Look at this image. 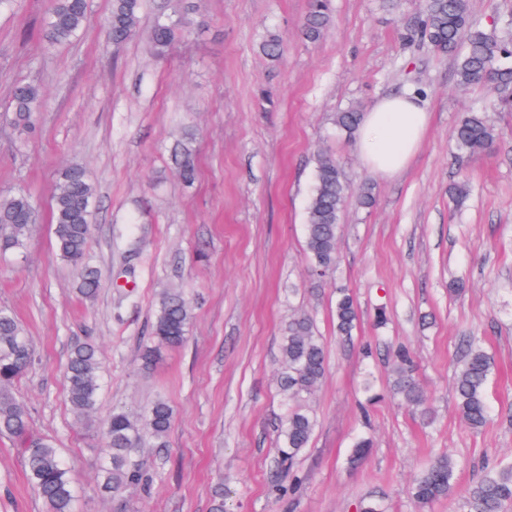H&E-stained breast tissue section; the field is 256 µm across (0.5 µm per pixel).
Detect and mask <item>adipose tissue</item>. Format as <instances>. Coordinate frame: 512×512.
I'll return each mask as SVG.
<instances>
[{"instance_id":"ef3b65f1","label":"adipose tissue","mask_w":512,"mask_h":512,"mask_svg":"<svg viewBox=\"0 0 512 512\" xmlns=\"http://www.w3.org/2000/svg\"><path fill=\"white\" fill-rule=\"evenodd\" d=\"M429 115L416 96H391L365 113L360 128V150L377 173L401 171L422 143Z\"/></svg>"}]
</instances>
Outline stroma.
Returning a JSON list of instances; mask_svg holds the SVG:
<instances>
[{
	"label": "stroma",
	"instance_id": "obj_1",
	"mask_svg": "<svg viewBox=\"0 0 512 512\" xmlns=\"http://www.w3.org/2000/svg\"><path fill=\"white\" fill-rule=\"evenodd\" d=\"M52 3L14 0L0 11V105L17 82L40 86L46 101L32 139L0 123V192L25 190L40 212L23 250L0 255V306L34 346L15 392L32 432L53 439L71 468L77 512H211L219 486L229 512H358L370 495L389 512H420L408 486L429 451L453 456L459 491L512 457V110H491L499 137L490 149L453 153L460 114L489 108L491 95L455 90L453 58L407 42L424 0H331L332 23L315 44L300 34L308 0H192L191 31L163 57L142 36L117 49L103 41L112 0H90L81 36L45 50L39 30ZM270 34L286 44L277 61L261 51ZM415 89L429 113L425 138L402 171L382 176L333 116ZM187 132L190 186L169 152ZM318 149L375 198L369 208L348 199L336 271L324 282L309 275L303 232ZM70 163L97 190L86 262L100 288L91 298L54 250L50 202ZM463 176L473 192L458 209L448 188ZM454 276L466 281L458 299L448 296ZM340 288L360 313L349 341L333 322ZM173 289L194 311L186 341L167 347L151 331ZM297 311L313 318L327 366L311 445L288 469L277 454L279 344ZM466 336L482 338L496 364L493 420L479 432L452 398ZM88 337L101 390L96 413L80 421L62 367ZM400 345L415 357L429 415L391 391L390 352ZM158 398L174 419L167 447L143 448L147 485L100 499L104 419ZM361 434L373 448L353 468L347 458ZM20 446L0 436V512H46ZM459 491L429 512H463Z\"/></svg>",
	"mask_w": 512,
	"mask_h": 512
}]
</instances>
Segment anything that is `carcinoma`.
<instances>
[{
    "instance_id": "carcinoma-1",
    "label": "carcinoma",
    "mask_w": 512,
    "mask_h": 512,
    "mask_svg": "<svg viewBox=\"0 0 512 512\" xmlns=\"http://www.w3.org/2000/svg\"><path fill=\"white\" fill-rule=\"evenodd\" d=\"M141 0H112V10L105 20L106 39L120 47L142 31ZM176 18L156 19L148 32L151 51L157 56L168 53L184 32L181 4L171 0ZM89 0H54L42 25L46 48L64 45L83 30ZM331 22L330 0H310L302 23V34L309 42L319 41ZM499 34L487 32L470 10V0H425L407 39L428 43L442 56H454L456 84L460 88L487 86L494 103L512 109V18L498 23ZM281 39L271 34L262 44L263 53L276 60L283 53ZM44 108L40 87L16 83L8 104L0 110V120L21 136L33 134ZM362 112L350 108L336 113V128L353 137ZM453 144L462 155H478L498 138L495 126L483 112H466L454 126ZM171 159L179 176L191 182L195 176L193 137L186 135L171 148ZM358 192L359 202L370 206L371 188L359 189L346 180L335 155L319 151L314 158V183L309 197L305 234V256L314 278L323 281L337 264V239L341 214L347 199ZM96 189L85 168L77 163L64 167L58 175L51 199V224L54 248L60 260L79 264L84 259L91 234ZM39 218L35 201L23 190L0 193V252L16 251ZM100 286L96 270L84 267L79 292L94 296ZM192 305L180 291H170L159 302L152 334L162 345L177 347L186 339L192 320ZM336 335L350 336L358 319L357 305L348 292L336 296L333 309ZM34 351L13 313L0 307V434L16 437L22 444L28 479L46 507V512H75L76 485L71 470L63 462L54 440L37 437L29 431L26 404L14 393V385L28 370ZM395 395L409 406L428 412V397L414 376L410 353L399 348L393 353ZM281 372L279 392L285 407L280 426L278 455L290 467L294 459L309 447L315 421L308 402L325 375V351L312 320L294 314L282 329L280 342ZM494 370L490 354L472 336L464 339V350L455 372L453 399L464 424L481 431L492 420L487 387ZM64 376L67 395L74 414L91 416L100 389L96 347L90 342L76 344L69 355ZM173 423L171 406L158 400L142 414L122 408L112 411L103 432L101 469L98 489L116 500L145 480L146 462L141 454L143 433H148L156 447L167 446ZM372 442L361 436L352 446L350 461L365 460ZM455 462L446 453L434 455L412 483L410 495L420 508L450 496L455 489ZM465 512H509L512 509V460L502 459L465 490Z\"/></svg>"
}]
</instances>
